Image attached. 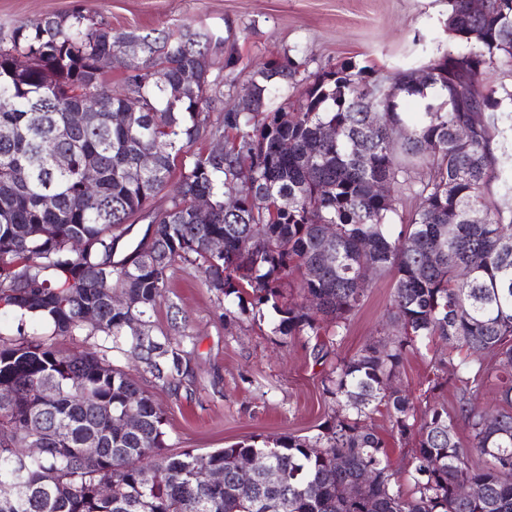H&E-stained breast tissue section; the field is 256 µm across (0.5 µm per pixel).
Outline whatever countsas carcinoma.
Masks as SVG:
<instances>
[{
	"instance_id": "cac0c4a2",
	"label": "carcinoma",
	"mask_w": 512,
	"mask_h": 512,
	"mask_svg": "<svg viewBox=\"0 0 512 512\" xmlns=\"http://www.w3.org/2000/svg\"><path fill=\"white\" fill-rule=\"evenodd\" d=\"M447 29L458 47L418 71L338 64L310 73L286 107L267 100L298 86L300 64L269 63L251 76L249 112L216 109L211 69L235 59L222 56L223 39L189 25L115 32L76 0L12 30L0 44V314L40 316L57 336H98L102 355L64 353L33 326L0 337V386L18 393L0 404V512H512V153L501 128L512 92L483 79L497 59L512 61V0H483L478 12L448 0ZM128 45L144 66L125 71L116 94L99 60L124 66ZM402 95L420 111H401ZM80 105L90 121L74 126L69 109ZM209 126L235 135L220 152L193 154L171 185ZM87 167L98 174L91 188ZM169 187L170 205L153 207ZM199 196L211 203L205 221ZM409 199L417 204L395 235L393 216ZM138 220L143 237L117 258ZM214 239L223 253L210 249ZM177 265L237 299L226 320L269 306L280 334L324 337L319 360L361 310L369 268L393 282L386 339L325 374L333 408L321 433L171 453L164 410L107 352L180 386L191 350L151 324ZM290 279L297 298L286 302ZM88 310L97 323L82 321ZM436 337L457 407L434 400L417 425L395 380ZM494 379L501 409L490 420L473 400ZM373 404L386 408L390 436L412 443L409 494L366 424ZM128 413L133 430L114 421ZM36 435L47 451L18 465ZM90 438L98 456L85 459ZM250 459L256 479L245 486L238 470ZM203 470L223 472V484L200 482ZM366 470L374 480L352 495Z\"/></svg>"
}]
</instances>
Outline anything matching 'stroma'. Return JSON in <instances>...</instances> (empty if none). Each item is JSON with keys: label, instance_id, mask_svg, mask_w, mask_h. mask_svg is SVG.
Listing matches in <instances>:
<instances>
[{"label": "stroma", "instance_id": "35a3bbf8", "mask_svg": "<svg viewBox=\"0 0 512 512\" xmlns=\"http://www.w3.org/2000/svg\"><path fill=\"white\" fill-rule=\"evenodd\" d=\"M72 3L0 0V38L19 23L66 12ZM85 6L116 30L145 34L189 23L224 38L236 61L221 85L228 106L255 70L287 55L301 61L304 77L341 62L388 74L420 68L456 46L445 28L447 0H85ZM391 293L390 278L374 280L340 346L319 360L313 337L274 333L278 317L272 309L260 318L247 313L224 323L203 275L180 270L152 317L157 330L169 329L173 316L187 320L195 347L179 390L156 384L137 361L118 355L113 362L165 410L171 452L314 436L330 414L322 394L324 368L381 338Z\"/></svg>", "mask_w": 512, "mask_h": 512}]
</instances>
